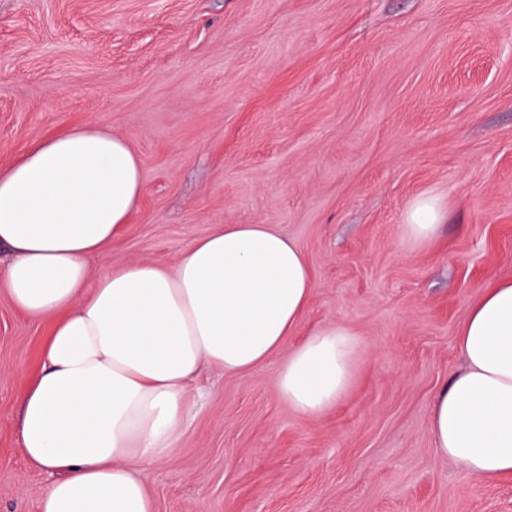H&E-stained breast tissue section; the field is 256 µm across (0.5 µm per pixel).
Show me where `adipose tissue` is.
I'll use <instances>...</instances> for the list:
<instances>
[{
  "mask_svg": "<svg viewBox=\"0 0 512 512\" xmlns=\"http://www.w3.org/2000/svg\"><path fill=\"white\" fill-rule=\"evenodd\" d=\"M143 190L128 141L93 121L0 170V249L10 254L0 288L30 319L53 321L41 371L21 395L19 452L54 476L40 512H155L142 472L176 451L202 369L244 376L287 351L278 393L311 416L352 380L357 339L347 327L289 345L314 277L270 225H216L170 271L89 266ZM442 219L433 200H414L405 241L428 245ZM456 343L464 365L434 397L432 450L474 476H512V279L482 290Z\"/></svg>",
  "mask_w": 512,
  "mask_h": 512,
  "instance_id": "ef3b65f1",
  "label": "adipose tissue"
}]
</instances>
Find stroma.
<instances>
[{
    "label": "stroma",
    "mask_w": 512,
    "mask_h": 512,
    "mask_svg": "<svg viewBox=\"0 0 512 512\" xmlns=\"http://www.w3.org/2000/svg\"><path fill=\"white\" fill-rule=\"evenodd\" d=\"M97 121L144 193L93 268L171 267L217 224H268L314 272L305 327L359 341L317 416L275 387L287 352L204 371L156 512H512V479L436 457V392L462 367L469 306L512 279V0H0V170ZM444 212L402 241L416 198ZM47 322L0 292V512H40L19 396Z\"/></svg>",
    "instance_id": "stroma-1"
}]
</instances>
